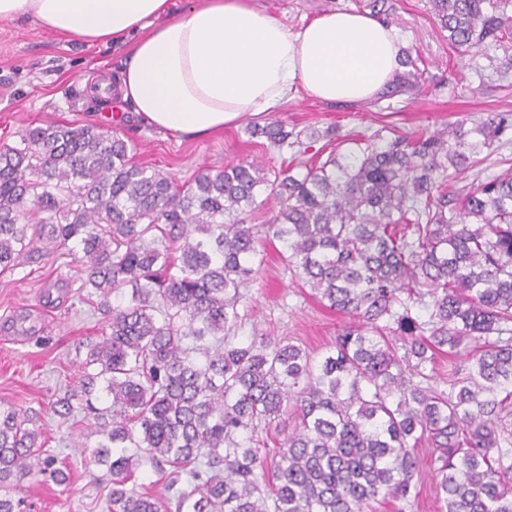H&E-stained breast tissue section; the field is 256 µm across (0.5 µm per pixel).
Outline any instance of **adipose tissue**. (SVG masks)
I'll list each match as a JSON object with an SVG mask.
<instances>
[{"instance_id": "ef3b65f1", "label": "adipose tissue", "mask_w": 512, "mask_h": 512, "mask_svg": "<svg viewBox=\"0 0 512 512\" xmlns=\"http://www.w3.org/2000/svg\"><path fill=\"white\" fill-rule=\"evenodd\" d=\"M34 19L86 46L121 44L120 100L146 124L200 137L277 111L304 90L373 100L400 70L396 30L373 16L323 14L293 30L253 0H0V23Z\"/></svg>"}]
</instances>
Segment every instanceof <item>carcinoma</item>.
Here are the masks:
<instances>
[{"label": "carcinoma", "instance_id": "obj_1", "mask_svg": "<svg viewBox=\"0 0 512 512\" xmlns=\"http://www.w3.org/2000/svg\"><path fill=\"white\" fill-rule=\"evenodd\" d=\"M459 54L512 50V0H429ZM387 93L420 87L409 56ZM506 129L490 112L472 133L383 127L351 139L300 175L234 164L176 185L131 162L134 143L93 125L49 122L0 145V273L38 244L81 263L87 298L107 316L84 347L78 384L52 404L102 429L95 462L110 475L111 512H364L405 501L432 448L442 512H512V175L458 193L448 168ZM247 132L272 146L319 140L276 118ZM279 203L270 224L246 223L257 193ZM328 306L353 318L318 361L269 335L240 341V289L256 281L267 239ZM426 304L428 320L410 314ZM404 335L399 358L386 322ZM484 349L463 353L466 342ZM466 356L448 391L422 386V365ZM420 381H414V378ZM295 401L272 481L261 432ZM32 419L0 406V512L25 478L69 481ZM148 463L162 491L128 486Z\"/></svg>", "mask_w": 512, "mask_h": 512}]
</instances>
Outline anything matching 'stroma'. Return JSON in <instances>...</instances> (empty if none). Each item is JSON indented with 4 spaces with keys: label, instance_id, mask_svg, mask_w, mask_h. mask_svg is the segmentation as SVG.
<instances>
[{
    "label": "stroma",
    "instance_id": "stroma-1",
    "mask_svg": "<svg viewBox=\"0 0 512 512\" xmlns=\"http://www.w3.org/2000/svg\"><path fill=\"white\" fill-rule=\"evenodd\" d=\"M370 0H257L258 6L296 29L330 11L365 13ZM389 22L401 46L424 71L423 94L397 95L368 103H326L298 94L276 113L287 127L340 134H369L381 126L402 132L464 124L472 128L491 112L512 114V87H503L495 66L503 53L491 46L460 56L448 43L430 11L428 0H389ZM125 57L120 45L88 48L76 39L43 29L37 22L0 24V144L18 140L22 131L48 122L91 124L128 136L136 143L133 160L168 174L176 183L203 172L215 173L230 163L253 162L269 170L287 167L304 172L317 164L313 152L279 149L247 134L244 125L230 126L200 138L172 137L134 113L110 114L100 108L92 89L116 75ZM512 173V129L491 148L476 154L472 167L449 171L450 190L478 185L489 177ZM281 244L271 241L256 282L242 291L239 339L269 333L321 355L348 325V316L329 309L313 291L291 276L281 257ZM75 263L58 248L34 256L24 266L0 274V403L35 414L47 446L70 470L68 487L49 477L26 479L17 496L34 512H107L109 475L90 463L81 447H95L101 437L89 420L61 422L50 406L60 387L77 383L80 342L96 337L105 318L86 303ZM28 316L35 335L23 336L12 317ZM417 494L408 502L378 500L372 512H440L435 464L429 449H420Z\"/></svg>",
    "mask_w": 512,
    "mask_h": 512
}]
</instances>
